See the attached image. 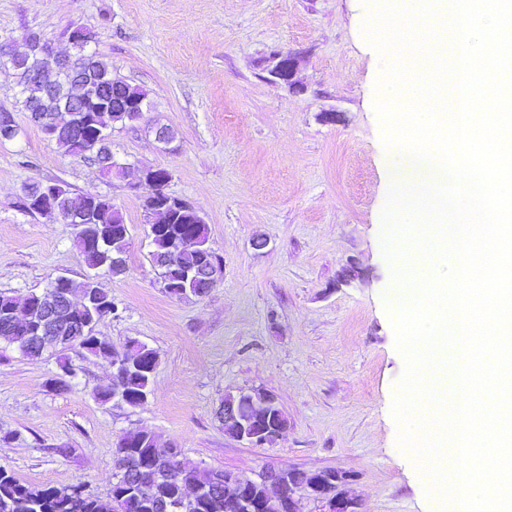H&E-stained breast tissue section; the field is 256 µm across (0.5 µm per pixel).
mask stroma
<instances>
[{
	"label": "stroma",
	"mask_w": 512,
	"mask_h": 512,
	"mask_svg": "<svg viewBox=\"0 0 512 512\" xmlns=\"http://www.w3.org/2000/svg\"><path fill=\"white\" fill-rule=\"evenodd\" d=\"M369 12L364 0H0V42L35 32L63 53L67 30L88 27L113 75L148 94L142 119L112 132L128 176L105 179L45 140L0 68V115L21 129L0 143V292L86 273L70 226L25 212L24 184L107 195L130 235L125 273L99 275L117 312L98 330L158 353L145 404L103 405L93 392L112 381L106 363L71 355L73 388L61 393L55 358L30 360L0 340V467L104 497L120 438L143 429L187 463L252 479L269 467L349 473L356 512H438L420 458L397 447L405 360L384 301L391 156L374 107L390 56L362 35ZM278 50L298 57L297 91L269 74ZM156 125L174 132L171 145L155 141ZM149 167L167 169V192L208 226L224 274L207 297L170 296L151 265L152 189L129 186ZM247 387L288 420L262 448L225 435L215 415Z\"/></svg>",
	"instance_id": "1"
}]
</instances>
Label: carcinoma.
<instances>
[{"label":"carcinoma","instance_id":"carcinoma-1","mask_svg":"<svg viewBox=\"0 0 512 512\" xmlns=\"http://www.w3.org/2000/svg\"><path fill=\"white\" fill-rule=\"evenodd\" d=\"M76 62L83 70L84 81L90 83V94L82 99L75 98L71 84L59 78L55 79V89L43 91L37 75L50 72L48 59L44 57L21 56L9 64L16 85L35 108L29 119L43 133H49L63 108L71 106L92 111L102 145L89 157L100 161L112 154L110 130L128 122V112L114 105L115 93L125 99L141 101L145 100L146 93L140 86L125 81L112 85V66L95 49L77 53ZM47 208L58 216L81 217V233L74 235V243L89 269H110L114 260L125 262L128 224L111 198L100 193L74 192L56 182ZM147 235L153 245L151 262L171 286L169 294L176 298L196 295L200 282L185 280L182 274L187 269L202 271L217 258L209 244L207 225L201 223L196 210L171 213L169 223L149 228ZM16 309V299L0 292V338L15 345L25 357L39 358L45 353L71 350L90 354L111 367L121 361L118 348L95 330L104 317L113 313L111 303L106 307L90 304L80 312L79 316L94 330L62 347L51 339L31 335L23 328L15 331L6 326L3 315ZM134 356L139 368L122 373L117 384L124 395V403L138 407L146 402L150 393L158 354L148 345L136 342ZM154 442V436L143 430L126 434L119 440L114 451L119 475L106 498L85 492L81 484L67 488L33 487L0 467V512H161L157 505L164 501L179 505V512H240L235 505L224 501V477L230 472L189 467L171 459L165 450L156 451ZM202 488L206 492L200 499L193 502L183 498L185 491Z\"/></svg>","mask_w":512,"mask_h":512}]
</instances>
